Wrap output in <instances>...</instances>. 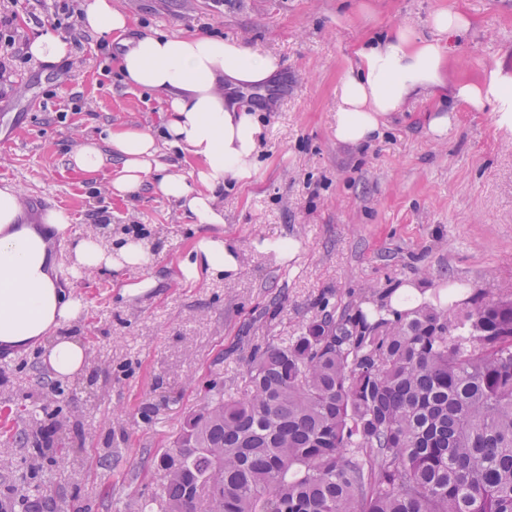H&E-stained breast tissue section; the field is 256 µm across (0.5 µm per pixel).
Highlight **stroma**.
<instances>
[{"mask_svg":"<svg viewBox=\"0 0 512 512\" xmlns=\"http://www.w3.org/2000/svg\"><path fill=\"white\" fill-rule=\"evenodd\" d=\"M134 30L240 39L278 57L285 96L261 105L264 140L250 181H227L218 231L238 247L232 279L179 281V260L216 229L190 223L152 193L124 202L104 175L68 166L80 137L130 123L160 130L164 103L105 73L98 38L69 32V60L52 65L27 53L38 31L55 28L51 0L16 8L15 42L0 46V183L20 187L28 210L62 206L76 231L99 229L106 244L138 234L154 255L143 270H104L66 290L86 314L66 331L89 353L86 369L63 381L59 406L74 430L59 458L54 415L43 416L44 456L17 443L33 431L28 411L45 401L41 352L0 351V503L34 490L61 512H138L157 489L154 460L213 384L244 389L255 347L297 335L322 309L375 306L415 282L438 297L460 284L468 302L512 286V128L494 112L461 108L443 140L427 129L435 100L419 97L362 148L337 144L332 126L340 75L353 49L397 25L427 36L440 8L471 26L452 45L451 75L477 80L512 69V0H112ZM295 237L284 263L257 240ZM151 277L155 288L123 296Z\"/></svg>","mask_w":512,"mask_h":512,"instance_id":"35a3bbf8","label":"stroma"}]
</instances>
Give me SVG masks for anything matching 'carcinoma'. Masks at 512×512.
<instances>
[{
  "instance_id": "carcinoma-1",
  "label": "carcinoma",
  "mask_w": 512,
  "mask_h": 512,
  "mask_svg": "<svg viewBox=\"0 0 512 512\" xmlns=\"http://www.w3.org/2000/svg\"><path fill=\"white\" fill-rule=\"evenodd\" d=\"M323 311L216 390L141 512H512V290Z\"/></svg>"
}]
</instances>
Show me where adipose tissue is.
Masks as SVG:
<instances>
[{"label":"adipose tissue","instance_id":"adipose-tissue-1","mask_svg":"<svg viewBox=\"0 0 512 512\" xmlns=\"http://www.w3.org/2000/svg\"><path fill=\"white\" fill-rule=\"evenodd\" d=\"M83 10L86 30L122 45L118 68L124 84L162 97L166 120L158 134L127 124L108 129L101 139H83L68 157L70 168L95 175L117 161L107 184L112 197L131 201L150 190L178 203L193 223L223 225L217 190L225 179L246 182L256 175L264 138L256 113L237 104L231 92L270 83L280 69L278 58L239 39L159 31L130 36L132 20L112 0H86ZM431 27L427 37L399 25L386 38L354 49L340 77L333 131L337 143H372L393 114L421 95L449 106L432 116L433 137L448 133L452 110L459 105L473 112L493 110L501 124L512 126V74L498 66L477 81L449 77L445 39L467 32L468 18L441 8L433 13ZM167 148L183 156L189 170L164 163ZM73 222L59 207L29 215L18 186L0 187V349L42 348L43 363L54 379L76 374L88 359L85 346L59 333L78 318L82 303L58 288V279L153 263L145 242L110 247L95 234L74 232ZM57 241L67 247L66 259L54 256ZM179 270L183 283L192 284L204 274L235 277L241 262L231 242L208 235L192 244Z\"/></svg>","mask_w":512,"mask_h":512}]
</instances>
